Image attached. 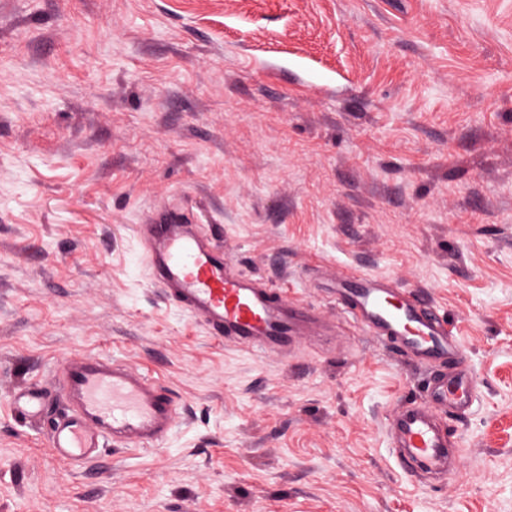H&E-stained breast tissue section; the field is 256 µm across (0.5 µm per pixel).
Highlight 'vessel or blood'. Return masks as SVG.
Masks as SVG:
<instances>
[{
	"label": "vessel or blood",
	"mask_w": 512,
	"mask_h": 512,
	"mask_svg": "<svg viewBox=\"0 0 512 512\" xmlns=\"http://www.w3.org/2000/svg\"><path fill=\"white\" fill-rule=\"evenodd\" d=\"M138 231L153 283L214 335L280 353L295 336L326 329L315 308L236 272L228 247L178 216L156 212ZM335 280L337 308L422 372L419 397L390 414L389 444L399 467L430 486L447 482L458 455L449 419L467 417L478 398L464 348L446 318L411 291L370 274ZM10 403L27 420L46 424L50 448L70 464L110 447L151 446L170 433L178 414L175 398L159 381L88 352L65 354L49 385L15 388Z\"/></svg>",
	"instance_id": "vessel-or-blood-1"
}]
</instances>
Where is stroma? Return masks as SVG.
<instances>
[{
  "mask_svg": "<svg viewBox=\"0 0 512 512\" xmlns=\"http://www.w3.org/2000/svg\"><path fill=\"white\" fill-rule=\"evenodd\" d=\"M173 207L335 335L252 352L168 301L137 227ZM328 268L465 349L447 483L398 467L419 373ZM69 351L168 386V437L53 456L9 395ZM0 512H512V0H0Z\"/></svg>",
  "mask_w": 512,
  "mask_h": 512,
  "instance_id": "stroma-1",
  "label": "stroma"
}]
</instances>
